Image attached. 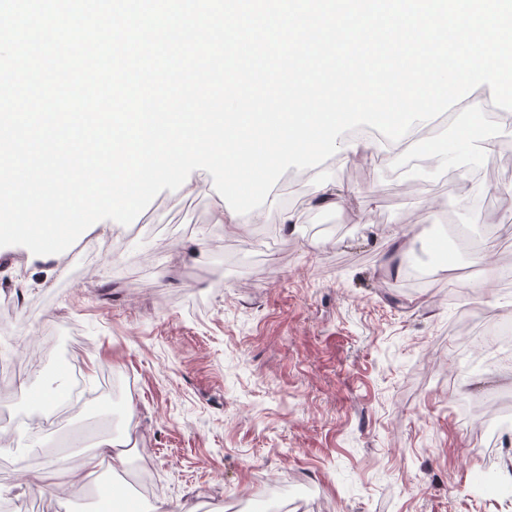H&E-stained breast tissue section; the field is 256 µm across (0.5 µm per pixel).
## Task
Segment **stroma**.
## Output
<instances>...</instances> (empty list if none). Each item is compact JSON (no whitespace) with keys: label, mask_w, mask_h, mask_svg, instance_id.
I'll return each instance as SVG.
<instances>
[{"label":"stroma","mask_w":512,"mask_h":512,"mask_svg":"<svg viewBox=\"0 0 512 512\" xmlns=\"http://www.w3.org/2000/svg\"><path fill=\"white\" fill-rule=\"evenodd\" d=\"M458 104L429 128L437 153L408 148L412 170L365 155L289 168L247 229L213 223L209 173L160 192L127 226L86 229L63 253L0 248V500L14 512H106L107 490L138 512H512V430L483 431L463 403L512 407V349L487 367L465 337L512 323V288L486 268L512 260V126L493 150L467 134ZM455 153L447 162L446 153ZM488 189L465 208L471 182ZM336 204H319L323 183ZM296 217L285 226L283 212ZM422 251L433 280L396 288L397 261ZM473 296L449 302L448 291ZM82 402L38 421L44 396ZM138 436L160 487L128 488L111 460L75 493L26 488L58 468L68 429L75 471L111 437Z\"/></svg>","instance_id":"stroma-1"}]
</instances>
